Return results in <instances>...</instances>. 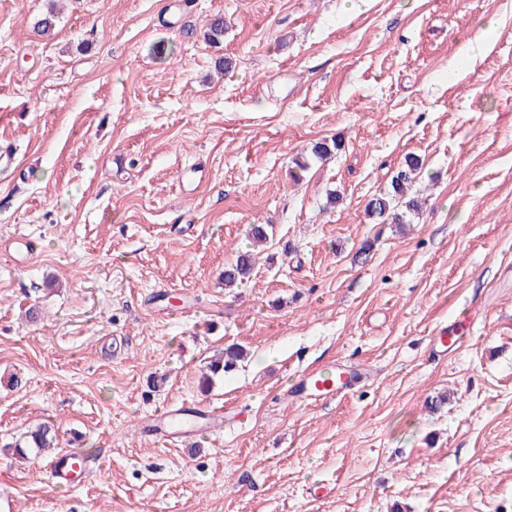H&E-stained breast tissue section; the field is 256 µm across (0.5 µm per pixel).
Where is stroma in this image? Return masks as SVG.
Wrapping results in <instances>:
<instances>
[{
  "instance_id": "obj_1",
  "label": "stroma",
  "mask_w": 512,
  "mask_h": 512,
  "mask_svg": "<svg viewBox=\"0 0 512 512\" xmlns=\"http://www.w3.org/2000/svg\"><path fill=\"white\" fill-rule=\"evenodd\" d=\"M0 142L15 512H512V0H0ZM409 155L421 209L371 223ZM253 224L273 234L226 288ZM229 345L245 359L201 392ZM337 366L370 376L290 398ZM196 402L223 432L141 433ZM43 421L59 447L19 458ZM59 451L91 478L58 484ZM254 262L253 254L246 251L239 253L231 263L225 265L222 275L225 287H234L249 279L253 272Z\"/></svg>"
}]
</instances>
